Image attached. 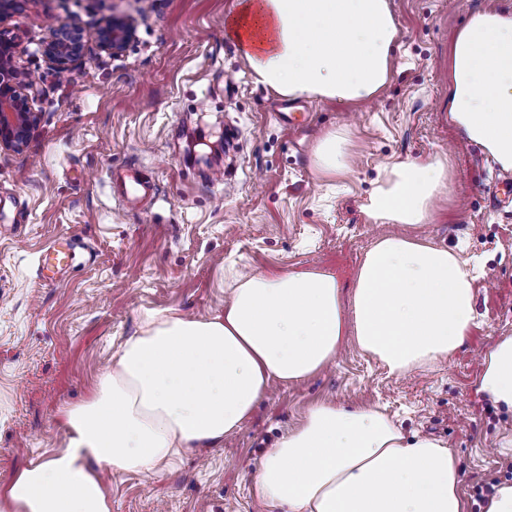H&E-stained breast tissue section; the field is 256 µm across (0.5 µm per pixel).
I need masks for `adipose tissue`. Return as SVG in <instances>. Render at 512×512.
Here are the masks:
<instances>
[{"label":"adipose tissue","mask_w":512,"mask_h":512,"mask_svg":"<svg viewBox=\"0 0 512 512\" xmlns=\"http://www.w3.org/2000/svg\"><path fill=\"white\" fill-rule=\"evenodd\" d=\"M231 35L254 80L284 97L340 103L388 82L398 28L389 0H238ZM448 120L512 169V13L474 11L448 66ZM341 131L313 152L325 174L347 171ZM449 193L436 157L389 168L365 211L373 221L430 223ZM476 312L472 276L455 253L401 234L379 238L351 299L333 272L238 276L224 312L150 311L98 374L91 397L64 408L66 446L0 490V512H111L110 473L158 475L240 430L273 383L303 381L346 338L390 374L427 369L459 350ZM478 391L512 412V336L484 355ZM256 497L278 512H466L457 462L441 440L406 436L375 409L312 406L264 455Z\"/></svg>","instance_id":"ef3b65f1"}]
</instances>
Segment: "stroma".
<instances>
[{
  "instance_id": "35a3bbf8",
  "label": "stroma",
  "mask_w": 512,
  "mask_h": 512,
  "mask_svg": "<svg viewBox=\"0 0 512 512\" xmlns=\"http://www.w3.org/2000/svg\"><path fill=\"white\" fill-rule=\"evenodd\" d=\"M490 7L511 12L512 0H390L399 28L391 78L374 98L340 104L256 84L228 33L236 0H23L9 25L19 65L43 76L44 92L28 151L0 153V489L63 449L60 409L87 398L145 312L223 313L242 271L322 269L350 284L375 240L399 230L364 211L385 166L440 156L450 192L431 223L404 231L483 269L461 349L395 376L346 344L327 371L274 387L222 445L174 471L117 474L105 485L112 512H272L252 493L263 454L328 401L373 406L405 433L442 439L467 512H481L477 487L512 473V455L499 451L512 416L477 392L482 355L512 335V204L497 202L504 169L448 122V47ZM115 12L139 19L122 55L49 67V28L75 18L91 35ZM282 112L305 118L292 129ZM222 127L234 150L218 173L201 172L183 133ZM333 130L348 133L353 158L347 172L324 177L312 154ZM129 167L158 196L124 209L115 193ZM64 239L75 243L73 266L47 283L38 256Z\"/></svg>"
}]
</instances>
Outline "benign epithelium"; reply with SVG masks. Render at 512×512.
Here are the masks:
<instances>
[{
    "label": "benign epithelium",
    "instance_id": "obj_1",
    "mask_svg": "<svg viewBox=\"0 0 512 512\" xmlns=\"http://www.w3.org/2000/svg\"><path fill=\"white\" fill-rule=\"evenodd\" d=\"M18 0H0V151L23 152L37 129L41 114L34 107L43 89L42 79L21 68L17 61L19 44L5 35V23L12 17ZM136 17L114 14L96 30L95 48L109 56L121 54L135 38ZM42 52L48 62L62 72L85 59L89 52L84 29L75 19L49 30Z\"/></svg>",
    "mask_w": 512,
    "mask_h": 512
}]
</instances>
